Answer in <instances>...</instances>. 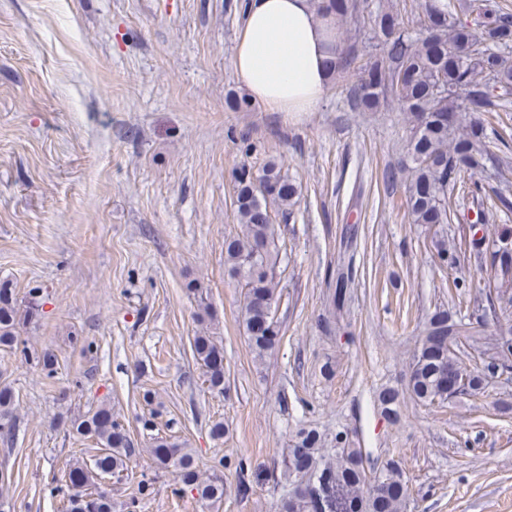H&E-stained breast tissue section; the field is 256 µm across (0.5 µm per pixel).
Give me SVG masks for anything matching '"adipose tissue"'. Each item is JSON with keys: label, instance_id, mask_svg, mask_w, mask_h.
Here are the masks:
<instances>
[{"label": "adipose tissue", "instance_id": "1", "mask_svg": "<svg viewBox=\"0 0 512 512\" xmlns=\"http://www.w3.org/2000/svg\"><path fill=\"white\" fill-rule=\"evenodd\" d=\"M334 59L311 0H251L233 66L254 99L274 112L313 111Z\"/></svg>", "mask_w": 512, "mask_h": 512}]
</instances>
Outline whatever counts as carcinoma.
<instances>
[{
    "instance_id": "cac0c4a2",
    "label": "carcinoma",
    "mask_w": 512,
    "mask_h": 512,
    "mask_svg": "<svg viewBox=\"0 0 512 512\" xmlns=\"http://www.w3.org/2000/svg\"><path fill=\"white\" fill-rule=\"evenodd\" d=\"M317 12L330 18L333 39L340 52L334 61V78L351 80L349 98L353 109L369 112L392 99L407 114L411 125L405 144V159L386 173L394 182L407 173L405 207L411 223L433 229L432 243L444 266H455L470 248L485 246L483 265L486 279L482 295L490 317L452 320L448 312L432 314L422 330L418 346L408 363L406 390L426 406L443 405L482 390L487 378L512 374V229L503 226L491 237L448 244L452 198L457 190L487 198L489 210L512 211L508 188L486 192L475 175L484 172L495 158L486 148L487 132L479 115L512 110V12L501 7L477 4L475 26L454 19L424 0L427 25L412 34L399 20L398 12L369 0H319ZM369 28L378 41L382 60L363 61L351 32ZM298 187L276 159L254 172L242 166L235 171V207L240 232L224 239V268L243 293L239 322L257 359H264L278 346L282 325L267 315L265 304L280 303L283 297L277 269L281 263L278 241L280 225L272 223L271 211L284 214L295 205ZM334 292L330 316L344 310L355 286L356 273L340 262L329 271ZM26 320L20 314L15 289L0 283V347L17 346V328ZM496 331L486 333L488 323ZM481 345L492 355L471 364L467 348ZM193 356L200 365L209 390L224 393V349L206 332L194 336ZM150 407L143 426L154 428L162 416L155 407L156 393H142ZM381 412L398 418L400 393L395 389L378 396ZM15 393L0 386V434L8 437L16 423ZM68 433L94 442L99 454L94 466L79 460L69 465L58 479L57 490H67L66 512H112V497L104 490L92 495L94 473H116L137 453L133 441L112 407L104 405L92 413L67 422ZM156 465L172 467L180 487L196 492L198 500L217 509L224 500V479L201 477L194 456L184 444L163 436L153 437L149 449ZM306 462L328 481L318 498L306 492H290L280 501L279 512H336V496L358 503L357 512H406L409 498L402 472L390 461L382 469L373 491L364 490L363 451L348 434L328 440L317 429L300 425L283 457V474L293 472L292 461ZM154 493L153 482L140 479L124 503L126 512H138L142 501Z\"/></svg>"
}]
</instances>
